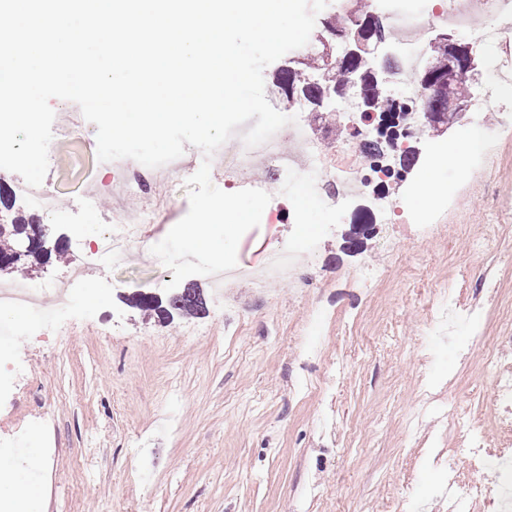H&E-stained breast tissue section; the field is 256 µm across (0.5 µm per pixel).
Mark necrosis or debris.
<instances>
[{"instance_id":"obj_1","label":"necrosis or debris","mask_w":512,"mask_h":512,"mask_svg":"<svg viewBox=\"0 0 512 512\" xmlns=\"http://www.w3.org/2000/svg\"><path fill=\"white\" fill-rule=\"evenodd\" d=\"M369 9L388 31L387 42L394 56L383 90L402 101L408 111H417L427 98L417 74L427 62V52L437 29L464 33L486 56L482 96L470 121L476 142L471 152L457 155L456 161L464 170L472 155L494 156L498 135L496 129L484 124L483 111L493 107L501 111L503 121L512 120V61L499 54L500 46L512 39V0H370ZM476 13L483 17L477 26L472 23ZM344 108L348 139L327 147L302 123L283 127L269 141L251 149L245 147L241 135H234L217 151L224 160L225 185H239L242 172L258 163L262 174L255 178V185L264 188L274 181L285 196L305 193L321 210L338 212L343 204L367 191L371 178L357 166L349 144L366 139L375 126L374 113L359 109L355 99H346ZM286 139L298 143L302 163H295L291 156L282 152L281 144ZM106 168L113 176L114 186L144 195L146 208L134 224L129 223L122 211L113 212L111 224L76 266L77 279L88 287L92 286L100 267H129L131 247L135 241L146 237L147 225L174 211L173 183L187 180L194 172L192 165L182 158L155 169L132 166L126 159L109 162ZM316 248L312 239L302 251L293 247H269L260 264H239L225 273L224 285L233 287L244 276L258 287L270 279L299 281L304 261ZM497 318V333L485 344V363L495 378L497 408L488 426L507 434L512 432V307H498ZM467 456L471 467L491 471L496 488L495 512H512V450L505 448L489 456L483 444L478 443L468 448Z\"/></svg>"}]
</instances>
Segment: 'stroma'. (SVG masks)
Masks as SVG:
<instances>
[{"label": "stroma", "instance_id": "35a3bbf8", "mask_svg": "<svg viewBox=\"0 0 512 512\" xmlns=\"http://www.w3.org/2000/svg\"><path fill=\"white\" fill-rule=\"evenodd\" d=\"M82 127L53 137L46 175L61 213L51 232L71 242L96 239L116 204L141 211L132 196L118 203L107 192L95 126ZM420 175L415 167L373 183L338 217L269 185L271 204L237 259L255 265L288 243L302 209L303 231L321 234L308 294L287 280L262 293L243 280L218 298L192 275L182 285L201 294L205 314L162 321L134 298L167 302L171 270L104 267L98 290L74 289L54 322L26 318L9 339L19 369L0 395V436L22 431L23 452L0 448V472L34 482L32 512H391L404 496L412 512H448L440 491L449 467L464 465L448 447L469 434L450 437L446 413L493 418L482 363L496 324L436 326L434 293L450 279L460 307L486 304L474 273L512 251V138L491 179L441 215L461 225L456 237L426 234L427 212L415 207L411 223L373 225L350 250L347 236L375 197L402 195ZM93 187L95 213L71 218ZM368 268L383 276L367 288L359 275ZM68 269L53 251L23 259L0 283L37 288ZM317 304L334 315L311 325L310 356L295 331Z\"/></svg>", "mask_w": 512, "mask_h": 512}]
</instances>
